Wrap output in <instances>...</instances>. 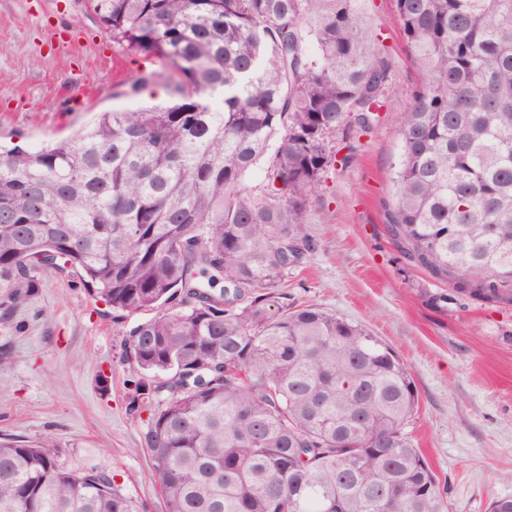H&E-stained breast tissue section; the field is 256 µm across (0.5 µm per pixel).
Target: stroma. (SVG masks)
<instances>
[{
  "label": "stroma",
  "instance_id": "1",
  "mask_svg": "<svg viewBox=\"0 0 512 512\" xmlns=\"http://www.w3.org/2000/svg\"><path fill=\"white\" fill-rule=\"evenodd\" d=\"M0 0V142L47 144L96 113L167 100L164 82L138 96L125 83L165 71L113 47L80 0ZM365 25L395 58L382 118L352 161L330 169L304 222L316 244L289 271V304H314L388 344L407 364L420 409L409 428L447 491L450 512H489L512 497V307L450 295L404 260L381 201L399 157L396 121L420 84L393 0H367ZM448 302H438L441 294ZM141 315L121 316L73 275L38 273L31 295L0 310V435L52 437L60 468L98 467L135 512H164L142 418L127 410L136 367L125 344Z\"/></svg>",
  "mask_w": 512,
  "mask_h": 512
}]
</instances>
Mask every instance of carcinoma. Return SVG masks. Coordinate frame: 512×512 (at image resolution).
I'll return each instance as SVG.
<instances>
[{
  "mask_svg": "<svg viewBox=\"0 0 512 512\" xmlns=\"http://www.w3.org/2000/svg\"><path fill=\"white\" fill-rule=\"evenodd\" d=\"M115 47L180 76L165 105L0 147V288L73 273L135 326L130 414L166 512H448L409 425L408 366L278 292L328 148L380 120L395 61L363 0H84ZM424 79L400 114L387 230L456 294L512 306V0H394ZM263 179L247 181L256 168ZM50 438L0 440V512H133Z\"/></svg>",
  "mask_w": 512,
  "mask_h": 512,
  "instance_id": "carcinoma-1",
  "label": "carcinoma"
}]
</instances>
